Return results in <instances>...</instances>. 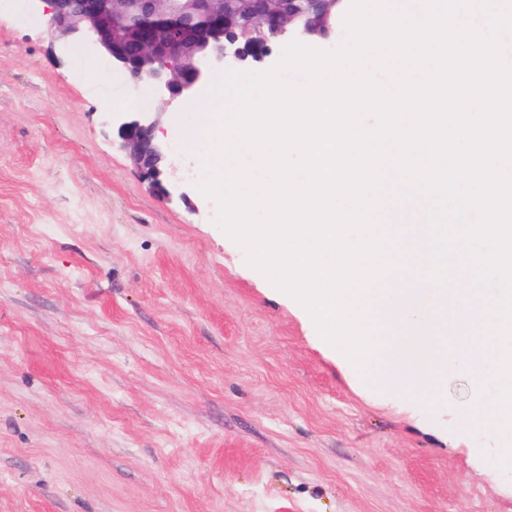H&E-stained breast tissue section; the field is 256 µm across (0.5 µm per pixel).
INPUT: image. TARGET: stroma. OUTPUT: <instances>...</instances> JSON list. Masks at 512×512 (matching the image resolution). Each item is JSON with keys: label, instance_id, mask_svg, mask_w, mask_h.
Returning <instances> with one entry per match:
<instances>
[{"label": "stroma", "instance_id": "stroma-1", "mask_svg": "<svg viewBox=\"0 0 512 512\" xmlns=\"http://www.w3.org/2000/svg\"><path fill=\"white\" fill-rule=\"evenodd\" d=\"M131 97L0 0V512H512L467 370L428 413L362 379L215 224L207 89L158 127L169 200L103 122Z\"/></svg>", "mask_w": 512, "mask_h": 512}]
</instances>
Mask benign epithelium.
Wrapping results in <instances>:
<instances>
[{"mask_svg":"<svg viewBox=\"0 0 512 512\" xmlns=\"http://www.w3.org/2000/svg\"><path fill=\"white\" fill-rule=\"evenodd\" d=\"M49 16L48 32L62 56L78 45L104 59L109 70L132 82H147L158 103L154 111L107 112L104 123L119 146L164 198L171 192L161 176L171 165L167 146L156 136L161 114L210 82L226 68L238 69L246 56L238 40L224 34V0H182L186 19L166 21L172 0H31ZM310 17L299 39L317 41L329 32L323 5L341 0H306ZM139 47L136 59L122 50Z\"/></svg>","mask_w":512,"mask_h":512,"instance_id":"1","label":"benign epithelium"}]
</instances>
